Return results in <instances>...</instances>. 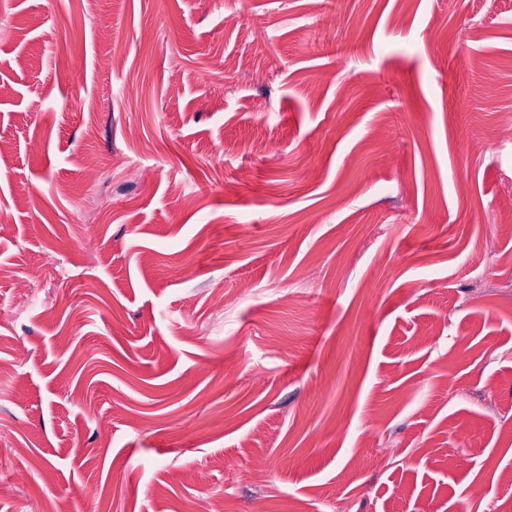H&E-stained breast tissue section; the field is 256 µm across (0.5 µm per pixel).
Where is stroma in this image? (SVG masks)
<instances>
[{
    "label": "stroma",
    "instance_id": "1",
    "mask_svg": "<svg viewBox=\"0 0 512 512\" xmlns=\"http://www.w3.org/2000/svg\"><path fill=\"white\" fill-rule=\"evenodd\" d=\"M326 7L0 0V512H512V0Z\"/></svg>",
    "mask_w": 512,
    "mask_h": 512
}]
</instances>
